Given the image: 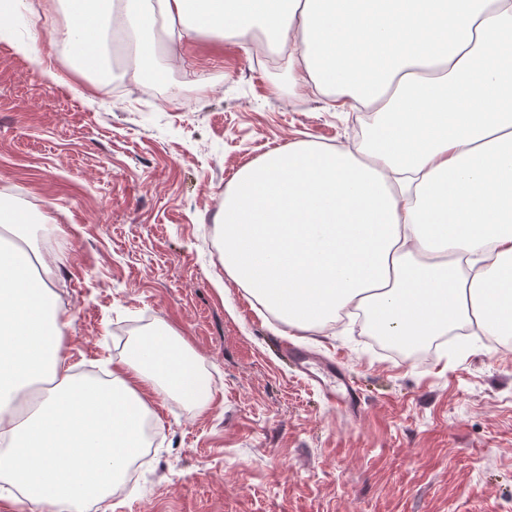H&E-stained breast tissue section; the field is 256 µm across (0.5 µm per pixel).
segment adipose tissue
Returning a JSON list of instances; mask_svg holds the SVG:
<instances>
[{
	"label": "adipose tissue",
	"instance_id": "ef3b65f1",
	"mask_svg": "<svg viewBox=\"0 0 512 512\" xmlns=\"http://www.w3.org/2000/svg\"><path fill=\"white\" fill-rule=\"evenodd\" d=\"M66 0L53 31L94 85H109L102 31L137 80L160 48L261 31L294 74L376 115L364 147L293 143L224 193V266L289 326L365 315L413 344L461 323L512 335V0ZM32 210L0 205V476L32 512L106 498L144 445L149 392L199 411L210 385L169 326L110 381L80 378L66 312L26 244Z\"/></svg>",
	"mask_w": 512,
	"mask_h": 512
}]
</instances>
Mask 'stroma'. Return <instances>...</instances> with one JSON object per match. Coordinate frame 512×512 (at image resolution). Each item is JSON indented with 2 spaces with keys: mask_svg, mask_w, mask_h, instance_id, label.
I'll return each instance as SVG.
<instances>
[{
  "mask_svg": "<svg viewBox=\"0 0 512 512\" xmlns=\"http://www.w3.org/2000/svg\"><path fill=\"white\" fill-rule=\"evenodd\" d=\"M33 2L0 38V197L48 217L30 234L68 312L63 350L78 375L106 374L166 324L214 392L203 413L151 401L136 479L85 512H512V341L460 336L413 358L354 320L291 329L210 247L241 169L298 141L360 147L371 115L290 97L284 62L254 63L246 39L201 36L180 63L158 55L164 82L123 72L93 89ZM288 340L339 360L359 415L294 368Z\"/></svg>",
  "mask_w": 512,
  "mask_h": 512,
  "instance_id": "35a3bbf8",
  "label": "stroma"
}]
</instances>
